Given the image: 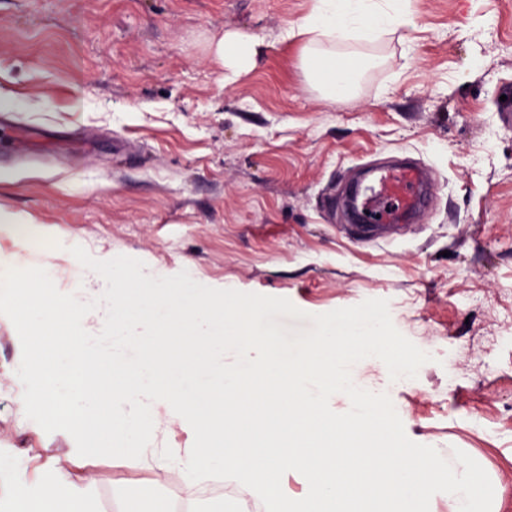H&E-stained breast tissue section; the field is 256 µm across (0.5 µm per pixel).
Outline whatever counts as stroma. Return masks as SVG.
Returning a JSON list of instances; mask_svg holds the SVG:
<instances>
[{"label": "stroma", "mask_w": 512, "mask_h": 512, "mask_svg": "<svg viewBox=\"0 0 512 512\" xmlns=\"http://www.w3.org/2000/svg\"><path fill=\"white\" fill-rule=\"evenodd\" d=\"M313 0H0V208L112 253L117 267L191 272L260 306L283 351L321 321L383 311L425 352L391 395L409 448L473 463L512 512V0H414L416 22L369 44L356 94L323 98L282 30ZM236 33L257 65L225 82L211 50ZM90 145L72 163L66 138ZM494 142H487V129ZM407 156L430 167L428 210L399 244L345 237L355 170ZM16 343L0 322V460L67 448L18 401ZM482 417L488 431L474 428ZM97 512L143 490L180 496L173 473L93 457ZM257 512L222 481L195 512Z\"/></svg>", "instance_id": "stroma-1"}]
</instances>
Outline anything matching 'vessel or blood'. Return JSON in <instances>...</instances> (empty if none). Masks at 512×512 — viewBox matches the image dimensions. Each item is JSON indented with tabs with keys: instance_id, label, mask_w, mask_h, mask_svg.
<instances>
[{
	"instance_id": "b4317fda",
	"label": "vessel or blood",
	"mask_w": 512,
	"mask_h": 512,
	"mask_svg": "<svg viewBox=\"0 0 512 512\" xmlns=\"http://www.w3.org/2000/svg\"><path fill=\"white\" fill-rule=\"evenodd\" d=\"M428 188L419 165L400 164L375 170L347 201L354 218L349 232L375 242L390 241L401 223L418 211Z\"/></svg>"
}]
</instances>
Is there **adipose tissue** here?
<instances>
[{"label":"adipose tissue","instance_id":"obj_1","mask_svg":"<svg viewBox=\"0 0 512 512\" xmlns=\"http://www.w3.org/2000/svg\"><path fill=\"white\" fill-rule=\"evenodd\" d=\"M312 12L290 24L284 40L303 44L300 64L321 95L351 96L378 63L364 46L406 23L408 0H314ZM259 43L222 35L213 46L225 80L252 69ZM28 217L0 210V320L17 335L18 398L40 407L45 426L67 419L66 458L44 449L36 462H0V512H96L89 484L74 464L116 453L148 471L177 472L183 500L193 503L202 481L220 475L252 496L262 512H420L443 488L459 512H482L481 477L471 463L448 464L441 453L420 456L399 442L379 447L372 433L389 425L375 401L354 397L348 364H384L404 372L415 360L376 312L326 320L322 336L283 353L260 332V313L243 299L223 312V293L191 275L172 279L154 266L116 268L108 251H88L61 239L60 258L29 277L24 256ZM193 342L175 362L161 353L172 332ZM111 351V368L96 355ZM348 408L346 439L329 447L312 420L336 401ZM192 425L184 448H158L161 418ZM263 458L251 449L261 424ZM303 493L289 491L290 483Z\"/></svg>","mask_w":512,"mask_h":512}]
</instances>
